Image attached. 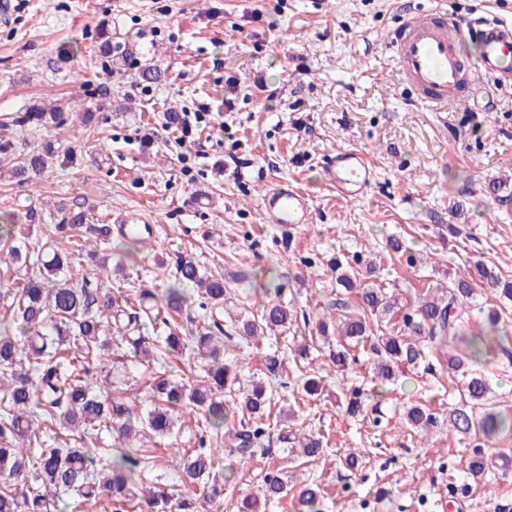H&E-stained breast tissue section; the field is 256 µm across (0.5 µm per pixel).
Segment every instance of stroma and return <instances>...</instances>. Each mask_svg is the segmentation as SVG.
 <instances>
[{"label":"stroma","instance_id":"35a3bbf8","mask_svg":"<svg viewBox=\"0 0 512 512\" xmlns=\"http://www.w3.org/2000/svg\"><path fill=\"white\" fill-rule=\"evenodd\" d=\"M0 22V134L10 114L35 103H83L106 119L84 134L48 123L27 131L26 146L54 143L77 160H54L38 179L15 185L0 177V210L32 205L36 224L19 223L18 235L44 242L60 206L86 204L103 224L138 217L154 224V243L136 245L126 269L113 273L124 293L161 280L172 254L192 255L223 276L244 307L257 311L277 268L280 298L297 312L319 308L341 316L358 305L336 285L328 261L363 250L380 254L370 279L397 301L385 329L399 333L402 317L423 295H439L460 268L483 260L512 278V196L486 193L489 180L512 174V88L474 75V92L442 110L417 104L405 89L384 40L406 11L441 7L449 19L512 21V0H14ZM125 44L131 62L101 71L98 28ZM74 49L61 59V46ZM168 79L147 84L146 64ZM210 110L199 138L178 140L164 112L198 104ZM208 157L196 161L197 147ZM358 148L368 153L375 179L368 190L342 198L325 185L326 155ZM288 185L309 197L313 221L289 229L273 224L265 193ZM460 228L449 236L447 225ZM403 249L394 252L390 240ZM512 314L487 284L475 283L465 305L467 332L484 326L485 313ZM304 322L279 339L241 337L229 353L247 374L266 382L265 357L278 353L288 369L275 384L271 430L291 407L290 431L322 437L324 452L311 462L286 459L281 443L237 465V484L224 495V512H237L243 495L259 496L271 469L288 472V494L265 512H299V493L320 488L323 512H512V434L480 445L473 435L448 430V411L460 397L448 376V355L426 349L423 361L402 364L394 384L363 415L345 411V393L374 385L370 354L351 345L346 375H329L320 395L309 396L301 375L330 364V349L314 345L295 361L294 338L310 336ZM496 409L512 414V358L490 356L482 367ZM421 402L438 418L429 436L403 419ZM201 417L185 416L179 433L142 446L153 459L146 480L178 495L184 488L166 464L172 452L194 447ZM360 453L348 470V450ZM484 450L489 469L469 463ZM467 485L464 497L457 486Z\"/></svg>","mask_w":512,"mask_h":512}]
</instances>
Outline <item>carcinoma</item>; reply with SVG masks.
<instances>
[{"label": "carcinoma", "instance_id": "obj_1", "mask_svg": "<svg viewBox=\"0 0 512 512\" xmlns=\"http://www.w3.org/2000/svg\"><path fill=\"white\" fill-rule=\"evenodd\" d=\"M100 40L106 68L126 59V47L113 43L108 33L101 32ZM92 118L89 110L73 105H31L14 116L12 136L0 138V157L13 163L11 178L19 183L36 179L56 156L50 145L29 152L19 149L16 139L24 127L69 121L84 128ZM58 212L53 234L68 238L67 249L51 239L34 247L16 240L19 215L12 210L0 212V262L25 270L26 276L22 287L8 292L10 318L0 320V512H51L57 506L51 498L67 492L88 501L106 496L118 512L137 500L150 512H194L195 502L189 496H169L154 484L146 485L144 474L151 464L130 444L139 436H172L178 417L186 411L202 416L204 433L199 447L182 450L171 460V467L183 484L198 486L216 512H223L224 490L233 487V468L216 470L221 444L228 445L231 456L252 457L273 397L265 387L242 392V370L233 358L223 356L224 339L230 334L221 315L224 305L232 301L224 277L207 273L189 255H179L170 278L140 289L133 301L120 287L103 288L87 278L77 282L75 272L89 264L100 278L112 275L109 255L95 250L97 244L112 242V227L93 222L90 211L77 204L61 206ZM331 264L336 285L357 291L362 313L340 318L333 326L320 319L316 330L325 341L332 333L369 341L376 380L372 393L383 392L394 377L395 365L422 358L419 340L424 338L437 350L460 349L448 358V368L461 377L464 400L448 413V425L460 433L472 431L486 442L512 432L511 417L486 407L491 387L478 370L492 354L509 352V332L503 330L502 313L497 311L489 314L486 328L476 333L462 329L458 306L473 295L468 272L454 280L446 301L421 302L404 316L401 334L392 336L379 333L393 308L381 289L360 287L341 262L334 259ZM473 269L502 298L512 301V279L498 277L482 260L474 262ZM294 316L290 307L270 298L258 314H240L232 325L239 334L259 341L267 333L288 328ZM168 348L207 354L201 379L157 378L147 397L164 406L141 415L103 394L97 370L109 362H157L165 359ZM330 358L333 370L342 375L352 361L345 348L330 353ZM232 419L237 425L224 431ZM405 419L424 433L437 424L423 403L406 408ZM38 422L59 426L54 446H45L35 435ZM103 430L117 433L111 448L87 446V436ZM280 439L289 445L290 453L304 458L322 452V440L312 434L282 432ZM29 478L38 487L27 486ZM287 484V476L278 470L266 474L263 503L280 499ZM299 500L300 512H321L319 489L306 487Z\"/></svg>", "mask_w": 512, "mask_h": 512}]
</instances>
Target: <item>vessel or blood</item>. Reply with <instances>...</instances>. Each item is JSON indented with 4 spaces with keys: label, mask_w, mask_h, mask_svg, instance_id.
Wrapping results in <instances>:
<instances>
[{
    "label": "vessel or blood",
    "mask_w": 512,
    "mask_h": 512,
    "mask_svg": "<svg viewBox=\"0 0 512 512\" xmlns=\"http://www.w3.org/2000/svg\"><path fill=\"white\" fill-rule=\"evenodd\" d=\"M479 46L477 69L501 87L512 86V23L502 19L471 18L456 23L447 12L434 9L412 15L393 29L387 45L405 85L430 107L446 106L460 91L466 70L462 46ZM326 184L345 198L367 190L374 170L366 153L343 149L322 163ZM273 223L285 226L312 221L306 194L283 186L262 199Z\"/></svg>",
    "instance_id": "1"
}]
</instances>
